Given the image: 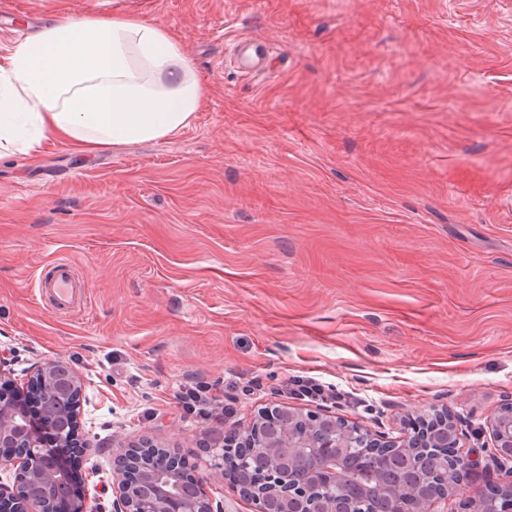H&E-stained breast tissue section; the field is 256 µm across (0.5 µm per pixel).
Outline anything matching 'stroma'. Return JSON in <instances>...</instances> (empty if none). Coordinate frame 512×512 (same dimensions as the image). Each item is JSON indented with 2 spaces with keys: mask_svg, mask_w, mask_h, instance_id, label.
Listing matches in <instances>:
<instances>
[{
  "mask_svg": "<svg viewBox=\"0 0 512 512\" xmlns=\"http://www.w3.org/2000/svg\"><path fill=\"white\" fill-rule=\"evenodd\" d=\"M12 2L0 57L23 23L148 15L204 93L170 138L0 147V350L19 389L38 360L80 377L89 500L108 512L115 456L148 440L224 512H253L214 441L273 404L392 435L447 410L479 459L448 512L502 483L487 423L512 402V0ZM60 257L86 281L70 315L37 292ZM295 376L336 398L293 397ZM193 379L234 416H181Z\"/></svg>",
  "mask_w": 512,
  "mask_h": 512,
  "instance_id": "1",
  "label": "stroma"
}]
</instances>
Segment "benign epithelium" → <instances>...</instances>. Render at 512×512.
I'll return each instance as SVG.
<instances>
[{
  "label": "benign epithelium",
  "instance_id": "7a95c632",
  "mask_svg": "<svg viewBox=\"0 0 512 512\" xmlns=\"http://www.w3.org/2000/svg\"><path fill=\"white\" fill-rule=\"evenodd\" d=\"M37 389H49L57 401L53 411L25 414L22 395L14 391L10 361L0 352V512H96L86 493L70 480L63 448H78V408L81 381L59 361L36 362ZM494 448L506 467L503 484L469 501L470 512H512V403L488 423ZM372 456L398 453L407 466L419 468L421 450L434 448L448 457V468L420 476L423 489L417 503L389 500L388 512H432V505L462 491L454 479L460 457L456 419L440 412L423 418L415 432L396 436L373 434L328 412L305 413L288 406L263 410L250 426L222 440L224 448H254L271 458L268 470L253 480L239 474L238 462H225V475L251 501L254 512H367L357 489L336 501L329 494L340 479L341 463L355 443ZM315 453L323 464L300 480L298 461ZM152 459L140 449L120 455L112 473L111 512H221L213 508L201 485L183 479L170 459L167 469H149Z\"/></svg>",
  "mask_w": 512,
  "mask_h": 512
}]
</instances>
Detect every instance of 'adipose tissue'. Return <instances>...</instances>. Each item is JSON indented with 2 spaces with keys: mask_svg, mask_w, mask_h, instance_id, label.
Listing matches in <instances>:
<instances>
[{
  "mask_svg": "<svg viewBox=\"0 0 512 512\" xmlns=\"http://www.w3.org/2000/svg\"><path fill=\"white\" fill-rule=\"evenodd\" d=\"M203 103L191 60L167 28L138 16L59 17L0 66V142L75 151L182 132Z\"/></svg>",
  "mask_w": 512,
  "mask_h": 512,
  "instance_id": "adipose-tissue-1",
  "label": "adipose tissue"
}]
</instances>
